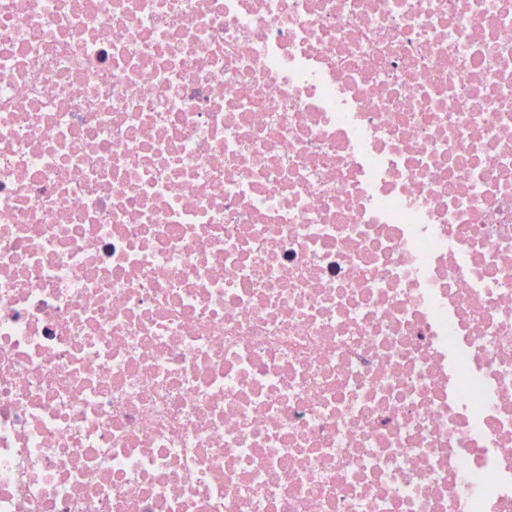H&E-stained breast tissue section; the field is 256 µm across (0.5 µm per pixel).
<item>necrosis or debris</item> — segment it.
Here are the masks:
<instances>
[{
  "label": "necrosis or debris",
  "instance_id": "necrosis-or-debris-1",
  "mask_svg": "<svg viewBox=\"0 0 512 512\" xmlns=\"http://www.w3.org/2000/svg\"><path fill=\"white\" fill-rule=\"evenodd\" d=\"M0 512H512V0H0Z\"/></svg>",
  "mask_w": 512,
  "mask_h": 512
}]
</instances>
